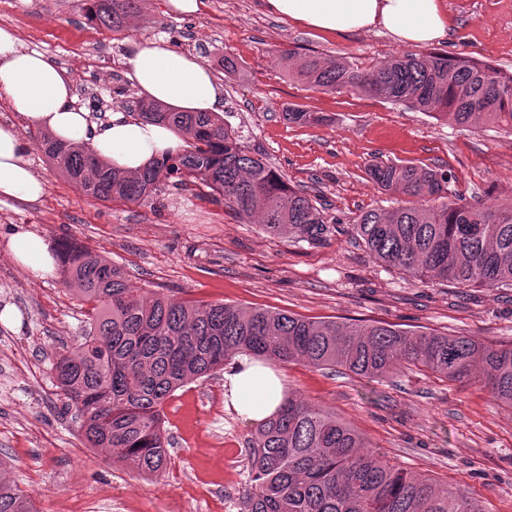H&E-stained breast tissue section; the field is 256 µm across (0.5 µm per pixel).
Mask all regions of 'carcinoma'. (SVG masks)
Here are the masks:
<instances>
[{"label": "carcinoma", "mask_w": 512, "mask_h": 512, "mask_svg": "<svg viewBox=\"0 0 512 512\" xmlns=\"http://www.w3.org/2000/svg\"><path fill=\"white\" fill-rule=\"evenodd\" d=\"M143 0H94L92 18L114 31L139 13ZM288 76L329 92L359 91L460 126L480 123L512 131V73L475 58L407 53L362 69L345 61L280 51ZM137 116L182 133L188 148L136 174L111 167L82 146L43 136L38 148L68 180L95 200L148 201L188 185L243 220L258 219L271 236L312 246L338 231L308 194L279 169L250 155L237 132L213 112H170L137 103ZM288 122L327 118L291 107ZM368 173L405 204L362 213L356 236L378 261L424 284L512 288V201L486 206L448 197V171L399 163ZM63 284L88 305V330L53 364L65 409H76L91 448L146 475L170 459L162 407L179 388L206 379L239 354L286 366H341L369 379L402 361L450 381L485 363L487 385L512 406V344L470 336L407 330L395 324L313 321L283 311L199 303L133 287L122 268L72 240L58 244ZM249 483L240 512H483L461 488L439 487L390 464L335 412L288 393L278 411L245 440ZM0 512H33L0 481Z\"/></svg>", "instance_id": "carcinoma-1"}]
</instances>
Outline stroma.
I'll return each instance as SVG.
<instances>
[{"label": "stroma", "instance_id": "1", "mask_svg": "<svg viewBox=\"0 0 512 512\" xmlns=\"http://www.w3.org/2000/svg\"><path fill=\"white\" fill-rule=\"evenodd\" d=\"M448 35L437 52L467 55L512 72V0H442ZM89 0H0V26L72 76L82 105L134 112L125 74L129 41L164 39L213 71L223 118L254 156L290 185L319 199L339 232L317 246L271 236L223 205L190 191L142 204L86 197L41 151L32 164L45 181L33 204L0 202V478L23 491L36 512H239L248 476L249 422L224 404V375L188 383L166 401L170 463L142 475L89 448L79 423L61 410L51 370L56 351L85 331V310L58 275L35 279L17 263L11 238L27 231L48 243L71 237L123 267L131 284L178 298L281 310L307 319L427 328L512 343V290L421 284L376 261L349 233L365 211L397 206L367 169L378 162L442 168L449 191L494 205L512 200V134L463 128L356 91L326 92L288 78L280 49L368 67L407 52L384 29L325 33L269 13L263 0H203L199 15L167 12L145 0L115 32L88 18ZM235 57L225 73L224 55ZM327 116L322 125L288 122V108ZM285 384L355 426L391 464L460 487L483 512H512V406L483 380L455 382L413 365L365 380L343 367L298 362Z\"/></svg>", "mask_w": 512, "mask_h": 512}]
</instances>
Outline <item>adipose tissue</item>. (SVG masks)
<instances>
[{
  "label": "adipose tissue",
  "instance_id": "obj_1",
  "mask_svg": "<svg viewBox=\"0 0 512 512\" xmlns=\"http://www.w3.org/2000/svg\"><path fill=\"white\" fill-rule=\"evenodd\" d=\"M272 13L324 32L384 28L400 43L431 45L448 34L440 0H266ZM127 77L139 96L172 112H219L223 96L210 68L196 55L164 42L131 43L125 57ZM0 95L30 126L57 141L90 147L114 168L136 173L151 162L178 154L185 146L173 127L114 111L94 119L77 106L66 71L45 54L24 48L17 33L0 27ZM31 145L9 122L0 124V198L37 202L45 184L30 159ZM11 249L37 278L55 267L47 241L18 234ZM224 395L234 411L256 424L270 418L285 397L283 379L272 367L247 355L237 356L224 373Z\"/></svg>",
  "mask_w": 512,
  "mask_h": 512
}]
</instances>
